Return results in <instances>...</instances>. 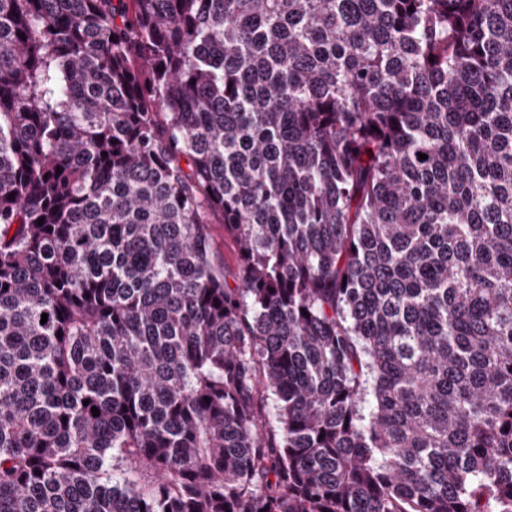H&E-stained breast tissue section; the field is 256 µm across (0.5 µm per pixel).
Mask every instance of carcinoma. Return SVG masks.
Instances as JSON below:
<instances>
[{
    "mask_svg": "<svg viewBox=\"0 0 512 512\" xmlns=\"http://www.w3.org/2000/svg\"><path fill=\"white\" fill-rule=\"evenodd\" d=\"M0 512H512V0H0ZM218 219L214 220V224H210V233L214 243V253L216 259L227 265H234L236 260V244L228 239H224V224H219Z\"/></svg>",
    "mask_w": 512,
    "mask_h": 512,
    "instance_id": "carcinoma-1",
    "label": "carcinoma"
}]
</instances>
